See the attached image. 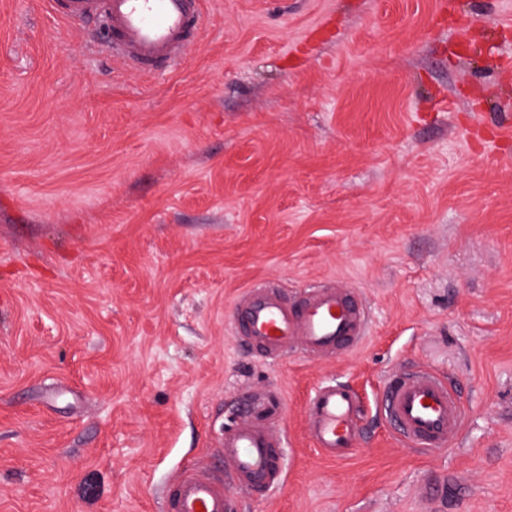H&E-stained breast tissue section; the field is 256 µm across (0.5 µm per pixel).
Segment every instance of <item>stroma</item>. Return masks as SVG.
<instances>
[{"label": "stroma", "instance_id": "1", "mask_svg": "<svg viewBox=\"0 0 512 512\" xmlns=\"http://www.w3.org/2000/svg\"><path fill=\"white\" fill-rule=\"evenodd\" d=\"M512 0H204L138 73L45 0H0V512H167L223 472L241 410L286 482L238 512H512ZM254 283L353 289L364 343L273 362L230 322ZM425 365L470 413L434 456L385 378ZM349 384L350 457L306 403ZM360 408L357 393L342 382L323 384L312 393L306 415L312 441L323 456L336 461L348 457L359 433Z\"/></svg>", "mask_w": 512, "mask_h": 512}]
</instances>
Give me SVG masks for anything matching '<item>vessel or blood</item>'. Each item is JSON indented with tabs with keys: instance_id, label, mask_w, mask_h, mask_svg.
Returning a JSON list of instances; mask_svg holds the SVG:
<instances>
[{
	"instance_id": "vessel-or-blood-1",
	"label": "vessel or blood",
	"mask_w": 512,
	"mask_h": 512,
	"mask_svg": "<svg viewBox=\"0 0 512 512\" xmlns=\"http://www.w3.org/2000/svg\"><path fill=\"white\" fill-rule=\"evenodd\" d=\"M68 23H91L109 36L107 50L144 74L183 60L199 30L202 0H48ZM369 312L342 287L325 286L299 299L278 288L255 284L235 303L236 337L271 360L301 350L332 356L359 344ZM379 407L406 446L449 447L459 436L466 407L455 390L430 371L405 367L383 383ZM360 399L352 387L330 382L310 396L306 415L311 438L328 459L345 460L358 436ZM223 476L194 468L185 471L167 495L168 512H235L231 489L266 496L286 481L284 434L275 426L240 419L224 431Z\"/></svg>"
}]
</instances>
